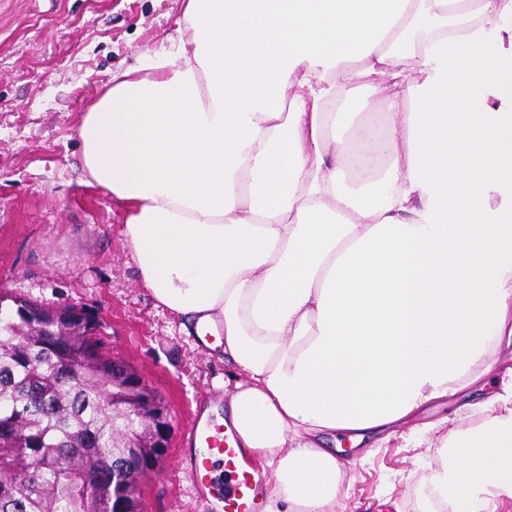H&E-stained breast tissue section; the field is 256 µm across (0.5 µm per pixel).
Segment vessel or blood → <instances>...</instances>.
<instances>
[{
  "instance_id": "b4317fda",
  "label": "vessel or blood",
  "mask_w": 512,
  "mask_h": 512,
  "mask_svg": "<svg viewBox=\"0 0 512 512\" xmlns=\"http://www.w3.org/2000/svg\"><path fill=\"white\" fill-rule=\"evenodd\" d=\"M181 443L203 448V459L192 470L197 493L204 501H221L224 512H261L262 484L253 472L240 468L238 449L219 427L191 421Z\"/></svg>"
}]
</instances>
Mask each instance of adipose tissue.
I'll return each mask as SVG.
<instances>
[{"instance_id":"obj_1","label":"adipose tissue","mask_w":512,"mask_h":512,"mask_svg":"<svg viewBox=\"0 0 512 512\" xmlns=\"http://www.w3.org/2000/svg\"><path fill=\"white\" fill-rule=\"evenodd\" d=\"M154 80L85 113L91 186L157 304L240 378L203 409L276 478L265 512H336L327 439L389 436L466 395L512 337V0H184ZM412 60L405 68L404 60ZM389 124L339 164L335 95ZM450 426L431 478L451 512L512 499V386ZM376 96L369 89H362L343 102V111L347 112L345 121L373 120L384 124L386 116L375 105Z\"/></svg>"}]
</instances>
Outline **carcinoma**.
Listing matches in <instances>:
<instances>
[{
    "label": "carcinoma",
    "mask_w": 512,
    "mask_h": 512,
    "mask_svg": "<svg viewBox=\"0 0 512 512\" xmlns=\"http://www.w3.org/2000/svg\"><path fill=\"white\" fill-rule=\"evenodd\" d=\"M0 292V512H114L136 508L121 482L136 462L144 469L159 448H119L145 427L112 409V387L128 397L150 392L117 373L97 317H66Z\"/></svg>",
    "instance_id": "carcinoma-1"
}]
</instances>
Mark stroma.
<instances>
[{"label":"stroma","mask_w":512,"mask_h":512,"mask_svg":"<svg viewBox=\"0 0 512 512\" xmlns=\"http://www.w3.org/2000/svg\"><path fill=\"white\" fill-rule=\"evenodd\" d=\"M180 15L181 0H0V291L92 309L112 354L167 399L170 444L139 481L144 512H212L179 436L232 373L142 287L125 207L87 185L78 127L114 75L144 77L147 55L177 54L191 36ZM458 407L433 402L381 447L350 450L336 512H435L429 477L448 461L441 436Z\"/></svg>","instance_id":"obj_1"}]
</instances>
